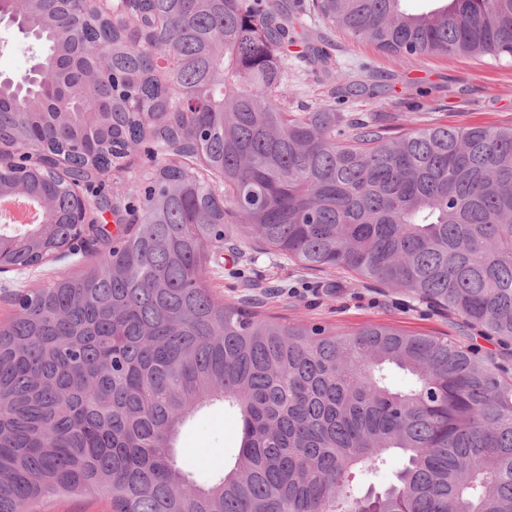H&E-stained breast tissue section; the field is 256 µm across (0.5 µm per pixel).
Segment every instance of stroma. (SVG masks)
Instances as JSON below:
<instances>
[{"instance_id": "1", "label": "stroma", "mask_w": 512, "mask_h": 512, "mask_svg": "<svg viewBox=\"0 0 512 512\" xmlns=\"http://www.w3.org/2000/svg\"><path fill=\"white\" fill-rule=\"evenodd\" d=\"M307 26L312 35L325 39L332 55L330 71L313 70L300 60L299 47H289L287 82L277 93L278 103L288 111L332 102L354 118L373 120L381 112H408L417 127H512L511 57L495 60L451 54L407 61L334 31L321 20L308 19ZM31 58V39L9 20H0V75L24 72ZM363 82L379 84V93L356 95V85ZM90 259L85 250L0 273V321L16 314L18 294L49 287ZM206 281L228 304L239 303L249 294L265 297L262 315L289 325H327L345 333L367 325L387 326L477 347L483 357L512 367V350L481 336L459 315L344 270H311L261 249L243 250L231 240L223 252L211 257ZM235 419L234 412L216 404L183 427L180 457L197 479L233 466L240 437Z\"/></svg>"}]
</instances>
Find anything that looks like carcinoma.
Segmentation results:
<instances>
[{"label":"carcinoma","mask_w":512,"mask_h":512,"mask_svg":"<svg viewBox=\"0 0 512 512\" xmlns=\"http://www.w3.org/2000/svg\"><path fill=\"white\" fill-rule=\"evenodd\" d=\"M330 28L403 59L512 57V0H311ZM38 43V80L0 79V197L51 206L0 226V271L95 246L86 270L0 322V512L101 494L112 512H512V371L446 338L290 326L228 305L206 263L244 244L446 307L512 345V127L398 136L330 104L287 112L288 0H0ZM24 145L21 156L15 147ZM152 165L138 203L80 187ZM395 366L409 376L387 384ZM233 407V467L198 484L187 418ZM392 483L376 479L393 457Z\"/></svg>","instance_id":"carcinoma-1"}]
</instances>
